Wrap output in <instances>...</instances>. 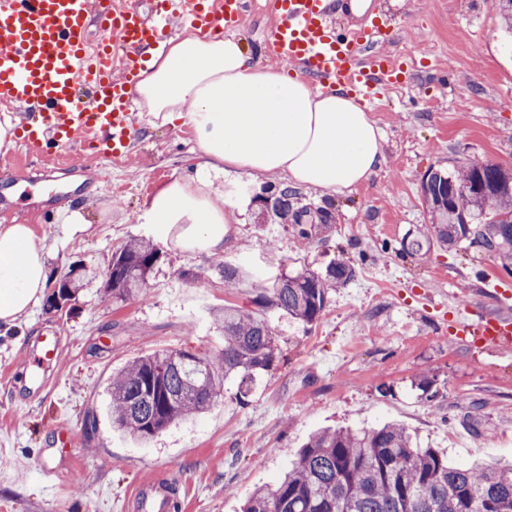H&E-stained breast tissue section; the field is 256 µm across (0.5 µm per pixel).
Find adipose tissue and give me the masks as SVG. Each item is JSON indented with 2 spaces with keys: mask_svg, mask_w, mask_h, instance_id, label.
<instances>
[{
  "mask_svg": "<svg viewBox=\"0 0 512 512\" xmlns=\"http://www.w3.org/2000/svg\"><path fill=\"white\" fill-rule=\"evenodd\" d=\"M162 123L192 125L201 160L157 189L148 215L188 253L219 254L239 221L214 184L224 173L280 176L344 194L385 163L383 133L352 97L315 91L304 77L255 66L235 40L194 34L170 40L135 85ZM47 255L26 224H0V327H15L44 294Z\"/></svg>",
  "mask_w": 512,
  "mask_h": 512,
  "instance_id": "ef3b65f1",
  "label": "adipose tissue"
}]
</instances>
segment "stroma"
Here are the masks:
<instances>
[{"instance_id": "obj_1", "label": "stroma", "mask_w": 512, "mask_h": 512, "mask_svg": "<svg viewBox=\"0 0 512 512\" xmlns=\"http://www.w3.org/2000/svg\"><path fill=\"white\" fill-rule=\"evenodd\" d=\"M395 3V49L421 68L412 84L368 109L385 137L379 173L343 196L304 190L303 204L330 213L306 249H297L292 225L258 217L254 193L279 179L246 173L215 184L240 219L222 254L186 253L157 235L147 219L155 189L193 173L200 154L191 126L161 124L143 109L131 153L115 163L90 150L71 166L50 167L18 145L0 148V224L32 228L50 252V276L73 263L106 272L113 251L134 237L152 238L161 253L144 295L116 303L93 284L63 310L37 305L0 334V512H124L147 479L179 491L186 512H239L312 432L336 425L399 423L455 464L512 459V349L490 350L448 331L455 309L495 311L485 287L506 273L473 248L401 251L404 238L431 225L421 192L428 170L474 161L512 168V39L492 0ZM269 22L259 6L233 34L264 68L272 65L264 49ZM69 209L89 223L71 237L63 231ZM333 259L357 276L330 292L316 322L258 302L261 284L279 273L320 270ZM225 264L243 271L235 286L219 271ZM227 303L252 307L281 347L249 405L224 396L146 444L115 430L107 398L113 375L157 349H223L212 313ZM43 333L61 342L47 388L15 393L6 376ZM423 373L436 381L435 398L421 396ZM64 423L75 440L62 457L54 439ZM45 458L56 466L50 480L40 467Z\"/></svg>"}]
</instances>
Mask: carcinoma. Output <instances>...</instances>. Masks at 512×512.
Here are the masks:
<instances>
[{
	"instance_id": "1",
	"label": "carcinoma",
	"mask_w": 512,
	"mask_h": 512,
	"mask_svg": "<svg viewBox=\"0 0 512 512\" xmlns=\"http://www.w3.org/2000/svg\"><path fill=\"white\" fill-rule=\"evenodd\" d=\"M485 178L496 189L486 200L466 191ZM421 191L432 215L431 230L403 243L417 255L431 240L461 249L478 247L512 272V170L499 165L479 170L463 165L453 172H429ZM263 219L296 226L298 244L310 239L304 227L308 207L292 186L264 189ZM160 258L152 241L134 238L112 254L106 291L115 302L142 294ZM343 261L323 271L302 266L276 277L270 303L291 318L314 322L329 292L354 280ZM97 278L81 267L60 274V291L75 296L83 282ZM224 348L213 354L188 350L154 351L116 373L109 390L112 424L146 443L172 424L199 416L235 388L246 406L258 380L273 369L278 343L267 322L241 305H226L218 315ZM242 512H512V464H448L436 448H419L406 428L322 429L313 433L288 471L254 492Z\"/></svg>"
}]
</instances>
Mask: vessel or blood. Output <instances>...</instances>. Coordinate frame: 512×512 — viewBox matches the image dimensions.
Wrapping results in <instances>:
<instances>
[{"label": "vessel or blood", "instance_id": "b4317fda", "mask_svg": "<svg viewBox=\"0 0 512 512\" xmlns=\"http://www.w3.org/2000/svg\"><path fill=\"white\" fill-rule=\"evenodd\" d=\"M253 0H0V105L33 109L17 134L26 156L77 138L120 159L133 145V91L148 55L174 26L200 35L236 28ZM265 53L321 91L375 100L407 81L389 46L396 37L391 0H266ZM499 312L473 320L454 312L451 330L501 350L512 346V290L494 286ZM134 512H181L170 488L144 481Z\"/></svg>", "mask_w": 512, "mask_h": 512}]
</instances>
